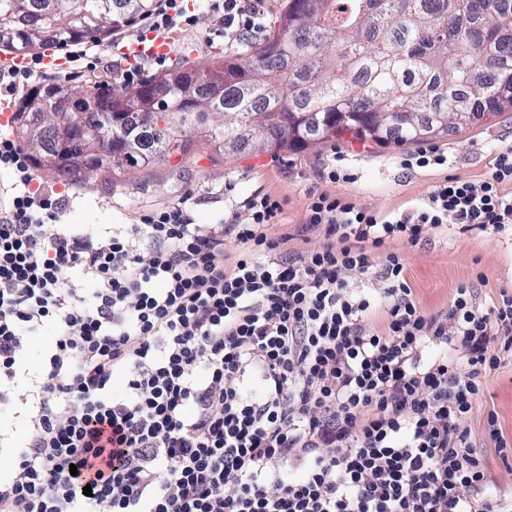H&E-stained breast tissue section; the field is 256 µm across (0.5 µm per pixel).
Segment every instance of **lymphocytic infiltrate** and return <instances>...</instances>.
Listing matches in <instances>:
<instances>
[{
	"label": "lymphocytic infiltrate",
	"mask_w": 512,
	"mask_h": 512,
	"mask_svg": "<svg viewBox=\"0 0 512 512\" xmlns=\"http://www.w3.org/2000/svg\"><path fill=\"white\" fill-rule=\"evenodd\" d=\"M261 3L210 0L225 40L264 31ZM2 168L0 411L30 412L0 512H512L468 428L482 377L512 357V292L484 306L464 283L426 312L391 247L512 225V145L484 180L448 177L393 219L309 194L302 229L325 240L285 259L269 232L283 203L262 190L218 228L181 203L92 233L60 223L7 132ZM51 334L52 330L47 326L30 340L25 362V379L28 385L35 384L44 353L52 342Z\"/></svg>",
	"instance_id": "1"
}]
</instances>
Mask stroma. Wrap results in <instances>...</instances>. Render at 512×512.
Returning <instances> with one entry per match:
<instances>
[{
	"instance_id": "obj_1",
	"label": "stroma",
	"mask_w": 512,
	"mask_h": 512,
	"mask_svg": "<svg viewBox=\"0 0 512 512\" xmlns=\"http://www.w3.org/2000/svg\"><path fill=\"white\" fill-rule=\"evenodd\" d=\"M185 16L198 17L196 25H182L179 40L165 61H141L142 77L175 67L194 69L222 62L232 55L224 44V26L210 15L206 0H181ZM114 36L103 41H86L55 49L58 57H69L62 69L41 65L43 50L28 54L34 65L31 78L15 77L14 87L0 83V101L17 109L21 99L34 87L49 83L84 84L96 78L112 86H123V72L129 61L116 51ZM512 145V112H503L487 123L435 140V147L448 156V163L435 168L405 166L415 146H379L372 142L344 138L292 153L290 168H279L274 153L248 149L224 154L198 144L185 159L150 169H105L78 183L55 173L36 170L41 188L63 197L66 206L60 221L91 231H108L116 224L139 223L141 215L189 199L194 223H221L228 212L256 188L280 198L284 212L273 225V237H288L287 249L296 252L319 246L322 233L304 234L301 222L308 193L327 188L337 196L384 214L407 213L424 202L444 177L456 175L481 180L491 172L499 147ZM339 159L346 180L324 184L319 173L330 159ZM405 276L422 306L431 312L445 308L455 289L480 281L481 302L497 298L500 289L512 288V233L488 234L477 229L463 230L450 224L432 230L418 245H402ZM495 411L501 427L512 435V359L483 382L478 406L468 422L471 437L500 483H512L485 430L488 411Z\"/></svg>"
}]
</instances>
